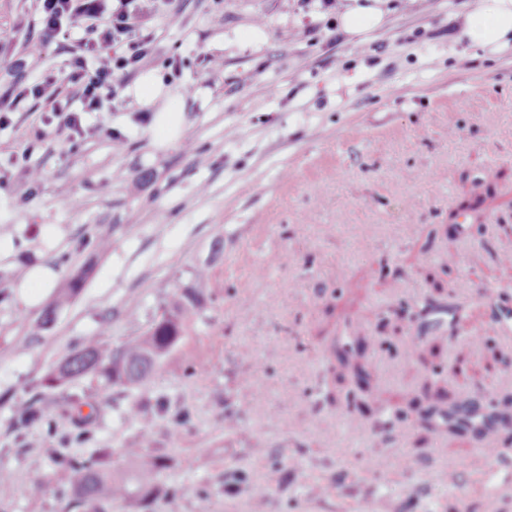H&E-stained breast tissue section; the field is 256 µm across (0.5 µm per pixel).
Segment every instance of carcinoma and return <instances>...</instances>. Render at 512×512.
<instances>
[{"mask_svg": "<svg viewBox=\"0 0 512 512\" xmlns=\"http://www.w3.org/2000/svg\"><path fill=\"white\" fill-rule=\"evenodd\" d=\"M92 273L93 266L89 265L74 275L70 287L47 309L42 325L53 321L56 312L72 301ZM202 307L200 295L183 292L163 307L141 334L116 349L101 343L85 346L51 370L44 381L53 387L91 375L112 384L138 385L179 345L187 333L189 317ZM149 444L150 435L145 432L141 447L128 450L131 464V477L128 479L112 475V469L102 458L81 464H65L62 474L84 512H107V505L114 501L142 499L157 490L166 463L162 458L142 455V449Z\"/></svg>", "mask_w": 512, "mask_h": 512, "instance_id": "cac0c4a2", "label": "carcinoma"}]
</instances>
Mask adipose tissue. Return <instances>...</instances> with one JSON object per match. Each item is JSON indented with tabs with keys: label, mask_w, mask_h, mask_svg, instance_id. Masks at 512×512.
Here are the masks:
<instances>
[{
	"label": "adipose tissue",
	"mask_w": 512,
	"mask_h": 512,
	"mask_svg": "<svg viewBox=\"0 0 512 512\" xmlns=\"http://www.w3.org/2000/svg\"><path fill=\"white\" fill-rule=\"evenodd\" d=\"M383 16L378 0H350L341 14V28L358 36L377 28ZM459 36L493 55L511 48L512 0H477L465 14Z\"/></svg>",
	"instance_id": "ef3b65f1"
}]
</instances>
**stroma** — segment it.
Instances as JSON below:
<instances>
[{
    "label": "stroma",
    "mask_w": 512,
    "mask_h": 512,
    "mask_svg": "<svg viewBox=\"0 0 512 512\" xmlns=\"http://www.w3.org/2000/svg\"><path fill=\"white\" fill-rule=\"evenodd\" d=\"M471 6L383 0L357 46L298 0H185L180 28L153 16L158 53L89 116L96 135L37 147L38 185L11 168L0 469L13 487L0 512H61L71 487L41 497L34 481L104 452L126 474L145 434L168 463L160 487L111 512H368L380 498L391 512H512V492L488 494L472 440L418 417L426 396L442 411L512 396V335L490 325L492 309L512 317V52L457 40ZM39 29L33 0H0V43ZM211 55L224 60L214 76ZM161 112L176 130L155 127ZM279 249L287 263L254 277ZM88 261L74 302L41 326L54 297L28 305L24 273L49 267L61 289ZM184 291L204 306L146 382L43 385ZM35 399L43 423L17 427Z\"/></svg>",
    "instance_id": "35a3bbf8"
}]
</instances>
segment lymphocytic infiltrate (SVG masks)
<instances>
[{"mask_svg": "<svg viewBox=\"0 0 512 512\" xmlns=\"http://www.w3.org/2000/svg\"><path fill=\"white\" fill-rule=\"evenodd\" d=\"M36 10L42 35L24 41L15 77L0 92V129L10 126L11 112L29 100L38 113L35 142L51 133L71 142L85 139L94 133L87 114L102 111L106 95L118 93L154 57L156 36L147 30L152 14L142 0H36ZM60 37L72 42L68 73L61 79L35 77Z\"/></svg>", "mask_w": 512, "mask_h": 512, "instance_id": "obj_1", "label": "lymphocytic infiltrate"}]
</instances>
